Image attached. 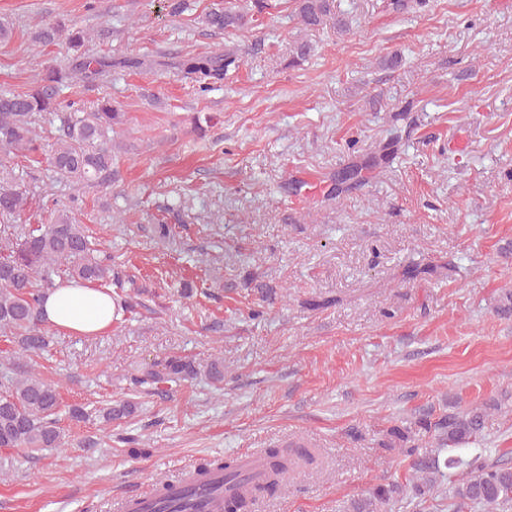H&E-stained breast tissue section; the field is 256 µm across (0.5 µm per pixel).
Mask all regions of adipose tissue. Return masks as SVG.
Wrapping results in <instances>:
<instances>
[{"label": "adipose tissue", "mask_w": 512, "mask_h": 512, "mask_svg": "<svg viewBox=\"0 0 512 512\" xmlns=\"http://www.w3.org/2000/svg\"><path fill=\"white\" fill-rule=\"evenodd\" d=\"M114 304L110 295L80 283L48 291L43 303L46 326L86 336L109 334Z\"/></svg>", "instance_id": "1"}]
</instances>
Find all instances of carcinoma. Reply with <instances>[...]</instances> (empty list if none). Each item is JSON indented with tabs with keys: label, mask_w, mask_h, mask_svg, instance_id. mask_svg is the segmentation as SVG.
Masks as SVG:
<instances>
[{
	"label": "carcinoma",
	"mask_w": 512,
	"mask_h": 512,
	"mask_svg": "<svg viewBox=\"0 0 512 512\" xmlns=\"http://www.w3.org/2000/svg\"><path fill=\"white\" fill-rule=\"evenodd\" d=\"M283 0H253V13L237 9L230 0L224 6L205 13L202 22L209 28L233 30L251 24H265V15L279 8ZM295 12L304 25L319 27L327 23L339 32L349 30L345 17L336 13V0H294ZM88 33L62 19L43 21L33 42L41 47L63 44L76 52L71 66L49 65L28 90L0 92V332L11 336L25 356L40 355L48 347V332L42 320L44 294L56 287V279L89 283L97 288L113 284L123 287L119 272L106 257L99 256V243L90 228L78 223L73 211L61 208L53 212L47 224L19 226L15 219L27 203L26 191L13 186L6 163L21 157L28 159L39 150L35 118L45 114L58 117L59 136L51 150L53 171L81 187H109L116 181L122 146L115 136L126 123L121 106L104 98L88 111H63L62 87L71 76L86 78L114 69H140L146 61L125 57L86 56L80 49ZM241 57L234 53L190 54L176 68L198 79V89L206 92L221 82L228 72L239 68ZM141 291L115 298L123 313H132L142 305ZM204 375L214 384L224 382V364L214 359L204 366L186 356H171L145 366L129 378V389L177 385ZM498 402L476 405L441 415L433 421L424 415L414 426H394L386 433L382 446L399 450L412 458L415 474L412 498L423 500L433 493L449 471L460 470L464 477L448 490V512H512V466L490 463L481 441L487 410ZM60 394L55 382L26 369L15 358L0 363V448L22 449L33 455L62 445L59 426ZM137 412L130 400L109 402L95 409L104 425L119 423ZM434 435L436 452L420 453L416 445L419 433ZM447 453L440 459V453ZM267 467L264 476L246 474L236 458L209 460L199 467L207 475L219 472L224 480L244 487L240 493L222 500V512H250L254 503L272 497L288 487V478L299 462H310L306 448L290 451L272 447L264 452ZM403 489L398 484H380L368 493L348 501L345 512H388ZM203 497L195 482L186 484L183 493L160 499L150 512H201L187 503Z\"/></svg>",
	"instance_id": "1"
}]
</instances>
